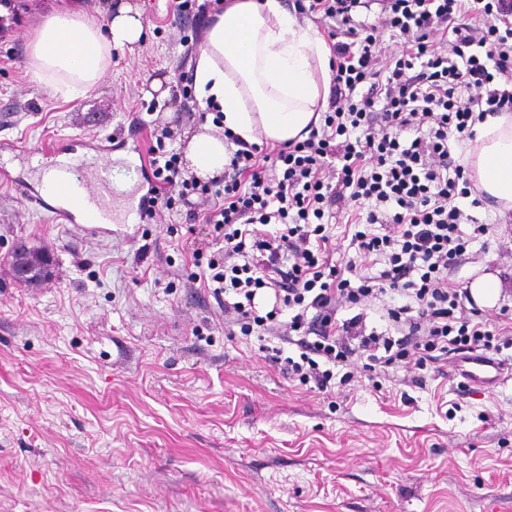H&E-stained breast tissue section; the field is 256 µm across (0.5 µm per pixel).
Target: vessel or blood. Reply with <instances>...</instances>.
Wrapping results in <instances>:
<instances>
[{
    "mask_svg": "<svg viewBox=\"0 0 512 512\" xmlns=\"http://www.w3.org/2000/svg\"><path fill=\"white\" fill-rule=\"evenodd\" d=\"M87 166L82 156L71 157L62 165L61 177L45 184L43 191L34 198L35 203L55 218L67 224H83L94 231L109 230L112 219L101 207L95 196L89 194L79 174ZM465 374L470 382L504 383L512 380V368L506 369L488 362L485 357L473 354L468 359Z\"/></svg>",
    "mask_w": 512,
    "mask_h": 512,
    "instance_id": "vessel-or-blood-1",
    "label": "vessel or blood"
}]
</instances>
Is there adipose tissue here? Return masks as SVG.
I'll return each instance as SVG.
<instances>
[{
    "instance_id": "obj_1",
    "label": "adipose tissue",
    "mask_w": 512,
    "mask_h": 512,
    "mask_svg": "<svg viewBox=\"0 0 512 512\" xmlns=\"http://www.w3.org/2000/svg\"><path fill=\"white\" fill-rule=\"evenodd\" d=\"M143 12L119 0L89 17L55 8L30 44L36 80L68 100L84 96L110 65L112 50L141 41ZM197 100L223 113L224 127L247 143L304 140L330 95V51L279 0H231L208 29L194 69ZM473 165L483 190L512 209V116L478 125ZM196 178L220 177L230 161L222 137L192 136L185 154Z\"/></svg>"
}]
</instances>
